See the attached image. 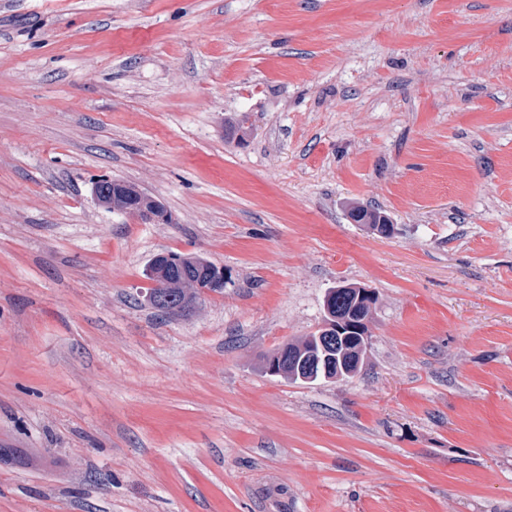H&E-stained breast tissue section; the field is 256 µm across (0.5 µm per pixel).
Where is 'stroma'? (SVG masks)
Masks as SVG:
<instances>
[{
  "mask_svg": "<svg viewBox=\"0 0 512 512\" xmlns=\"http://www.w3.org/2000/svg\"><path fill=\"white\" fill-rule=\"evenodd\" d=\"M340 281L359 372L266 375ZM0 512H512V0H0ZM107 180H101L97 184L104 185ZM95 185L93 188V194L96 203L106 209H117L123 211L124 207L129 203L128 201L133 199L134 203H140L143 202L147 204V207H139V208H129L124 210L126 213L135 215L138 217L141 221H144L145 223H170V219H168L167 214L163 213L160 208L157 206V204H154L151 207V204L154 203V199L141 193L135 185L128 183L127 191L128 195L122 198H116L115 199V206L112 208V192L119 193L121 190H123L126 187V184H124L121 180L116 179H110L108 182V187L101 188L99 185ZM132 195L134 197L132 198ZM193 261L200 260L196 263L198 267L199 281L187 286L185 288H192L185 292V288H173L172 283L168 278V270L172 263L178 262L182 259H176L170 253L159 254L154 257L151 263L153 284L156 288L154 293H148L144 296L147 304H151L152 307L158 309L164 301L169 300L170 297L164 296V291L169 288V295L175 299L181 297L185 292V295L179 298L174 304H169L165 310L168 311L172 317L187 316L193 312L198 303L204 296L210 293H220L224 290V269L218 267L205 257L194 254L192 255ZM336 288V287H335ZM347 288L344 285L338 286L336 289H342ZM354 298H352L350 291H347L345 289H342L340 291H335L334 296L332 297V306L334 307L335 311H343L345 314L350 316V312L353 306ZM367 305H370V308H372L373 303L366 302ZM370 308L368 306L363 305L360 303L359 307V313L361 316H358L354 314L353 316H350L351 321L354 323H357L361 325L364 328V331H367V326L365 323H362L364 320H366L370 313Z\"/></svg>",
  "mask_w": 512,
  "mask_h": 512,
  "instance_id": "1",
  "label": "stroma"
}]
</instances>
